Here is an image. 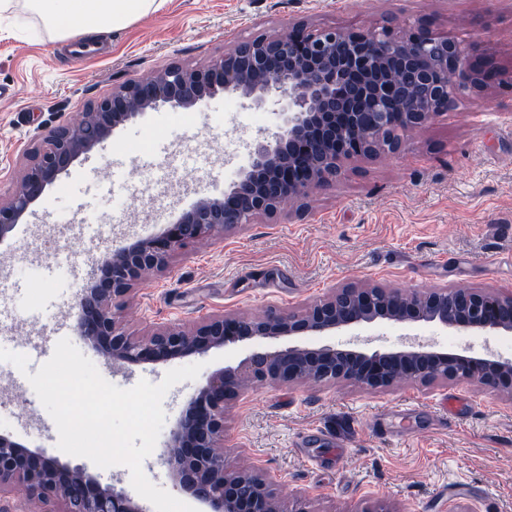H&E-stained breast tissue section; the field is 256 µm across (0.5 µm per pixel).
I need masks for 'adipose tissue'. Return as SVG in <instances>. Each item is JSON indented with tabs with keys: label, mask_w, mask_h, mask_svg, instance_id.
<instances>
[{
	"label": "adipose tissue",
	"mask_w": 512,
	"mask_h": 512,
	"mask_svg": "<svg viewBox=\"0 0 512 512\" xmlns=\"http://www.w3.org/2000/svg\"><path fill=\"white\" fill-rule=\"evenodd\" d=\"M167 0H23L18 24L39 20L53 41L92 43L102 34L127 28L141 17L160 11Z\"/></svg>",
	"instance_id": "adipose-tissue-1"
}]
</instances>
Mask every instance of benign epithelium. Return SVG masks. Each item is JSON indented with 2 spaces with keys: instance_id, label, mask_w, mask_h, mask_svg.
Segmentation results:
<instances>
[{
  "instance_id": "obj_1",
  "label": "benign epithelium",
  "mask_w": 512,
  "mask_h": 512,
  "mask_svg": "<svg viewBox=\"0 0 512 512\" xmlns=\"http://www.w3.org/2000/svg\"><path fill=\"white\" fill-rule=\"evenodd\" d=\"M398 72L407 73L410 84H398ZM493 79L512 90V77H497L489 60L452 38L423 35L418 24L403 31L389 25L363 31L296 22L272 34L242 38L205 67L172 64L148 80L123 82L78 122L49 130L20 185L7 199L0 198V243L25 222L48 187L128 121L165 105L194 109L217 93L237 94L259 109L276 93L284 101L278 131L253 142L248 170L224 197H201L160 233L106 249L98 273L75 301V333L121 367L164 364L228 343L376 321L424 322L459 336H511V292L448 285L409 295L343 285L300 313L283 309L262 319L213 314L190 331L160 327L142 337L127 335L116 320L142 272L165 270L176 253L218 229L233 230L275 214L286 197L335 186L343 159L398 153L401 133L426 126ZM367 102L374 108L369 124L360 112ZM399 377L425 384L468 381L512 399V358L491 352L460 353L419 342L384 352L335 346L255 352L237 367L208 377L171 429L166 463L176 487L198 504V512H306L302 495L287 504L276 499L264 468H226L222 447L228 405L249 380L343 379L376 390ZM13 485L62 503L61 512H149L123 491L101 485L86 469L1 432L0 492Z\"/></svg>"
}]
</instances>
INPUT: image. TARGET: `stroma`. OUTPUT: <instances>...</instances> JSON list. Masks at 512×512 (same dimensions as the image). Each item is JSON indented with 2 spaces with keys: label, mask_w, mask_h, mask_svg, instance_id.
<instances>
[{
  "label": "stroma",
  "mask_w": 512,
  "mask_h": 512,
  "mask_svg": "<svg viewBox=\"0 0 512 512\" xmlns=\"http://www.w3.org/2000/svg\"><path fill=\"white\" fill-rule=\"evenodd\" d=\"M418 19L434 33L478 45L512 75V0H169L105 34L100 50L85 56L53 44L47 34L11 31L1 15L0 84L13 95L0 99V195L20 181L50 129L78 121L120 83L173 63L207 65L238 38L291 21L371 30L405 28ZM225 101L220 93L194 110L216 154L231 136L248 146L259 133L225 124ZM172 114L164 106L116 129L105 148L80 158L0 244V263L14 267L0 281L11 328L0 348L41 342L56 324H71L90 266L74 259L78 279L63 284L47 262L66 245L101 256L108 245L156 234L198 195L220 197L229 189L217 160L202 193L184 191L181 179L194 162L175 146L184 132L166 126ZM343 168L336 186L216 234L175 255L165 271L146 274L118 312L122 329L140 337L163 325L190 328L211 314L299 312L345 284L512 292V263L504 260L512 254V95L489 87L425 128L404 132L399 153L351 159ZM160 171L165 179L142 193ZM60 211L73 223H53ZM87 213L108 227L107 238L92 242V229L81 223ZM364 334L372 351L399 348L408 334L448 341L419 324L377 322ZM352 336L341 329L260 339L112 374L114 385L129 389L143 379L160 383L172 366L201 367L164 398L166 421L143 462L148 479L173 491L163 450L185 405L213 372L255 352L341 347ZM1 432L61 462L93 468L101 484L134 491L127 467L95 468L62 453L52 417L31 385L16 387L10 373H0ZM224 433L231 468L262 465L277 497L306 492L308 512H371L380 504L391 512H512V401L467 382L400 381L377 391L347 381L261 385L229 405Z\"/></svg>",
  "instance_id": "1"
}]
</instances>
